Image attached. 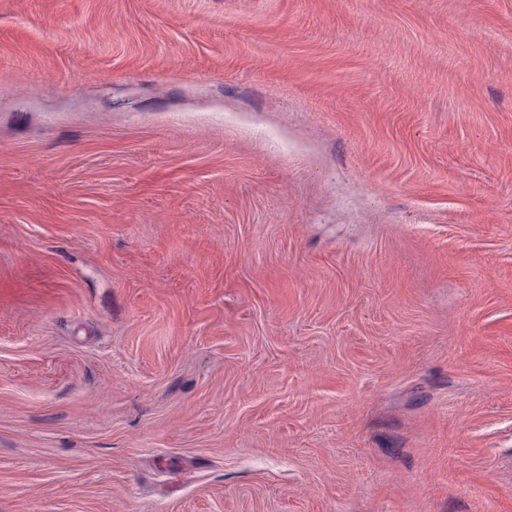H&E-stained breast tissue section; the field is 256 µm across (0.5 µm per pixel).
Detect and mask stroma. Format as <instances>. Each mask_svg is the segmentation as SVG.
<instances>
[{
  "mask_svg": "<svg viewBox=\"0 0 512 512\" xmlns=\"http://www.w3.org/2000/svg\"><path fill=\"white\" fill-rule=\"evenodd\" d=\"M0 512H512V0H0Z\"/></svg>",
  "mask_w": 512,
  "mask_h": 512,
  "instance_id": "35a3bbf8",
  "label": "stroma"
}]
</instances>
